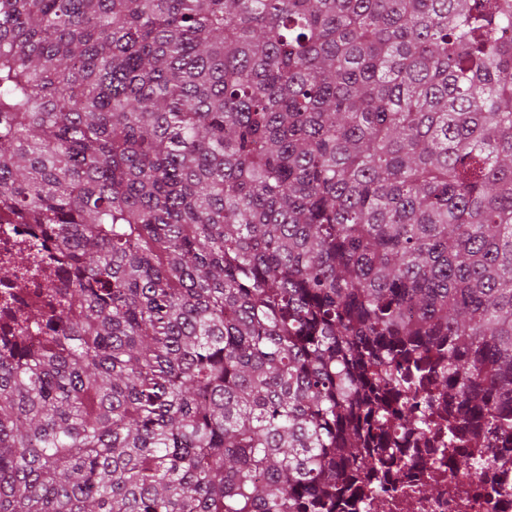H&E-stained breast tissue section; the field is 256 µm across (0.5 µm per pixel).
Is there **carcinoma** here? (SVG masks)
I'll use <instances>...</instances> for the list:
<instances>
[{"label": "carcinoma", "instance_id": "carcinoma-1", "mask_svg": "<svg viewBox=\"0 0 512 512\" xmlns=\"http://www.w3.org/2000/svg\"><path fill=\"white\" fill-rule=\"evenodd\" d=\"M512 0H0V512H349L512 448ZM15 225V226H14ZM30 225L11 224L0 228V334L14 311L30 312L42 304V292L53 287H59L63 271L54 265L43 268L37 279V284L23 283L14 280L16 270L23 267L22 257L29 252ZM9 288H5V286ZM7 306V308H6Z\"/></svg>", "mask_w": 512, "mask_h": 512}]
</instances>
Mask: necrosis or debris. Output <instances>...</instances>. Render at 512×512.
<instances>
[{
	"mask_svg": "<svg viewBox=\"0 0 512 512\" xmlns=\"http://www.w3.org/2000/svg\"><path fill=\"white\" fill-rule=\"evenodd\" d=\"M29 231L26 224L0 228V328L11 313L39 308L43 292L61 283L63 271L53 265L36 282L15 280L29 251ZM398 453L406 464L384 478L385 493L356 501L354 512H512V448H417L405 439ZM467 457L486 464L462 475L457 463Z\"/></svg>",
	"mask_w": 512,
	"mask_h": 512,
	"instance_id": "obj_1",
	"label": "necrosis or debris"
}]
</instances>
